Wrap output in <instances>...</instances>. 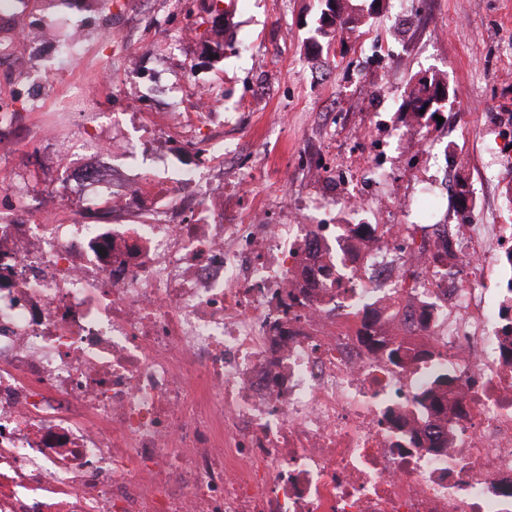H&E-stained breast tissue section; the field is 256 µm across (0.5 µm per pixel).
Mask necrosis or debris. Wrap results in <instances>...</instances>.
I'll list each match as a JSON object with an SVG mask.
<instances>
[{"label":"necrosis or debris","mask_w":512,"mask_h":512,"mask_svg":"<svg viewBox=\"0 0 512 512\" xmlns=\"http://www.w3.org/2000/svg\"><path fill=\"white\" fill-rule=\"evenodd\" d=\"M386 158L341 163V206ZM112 160L65 144L62 190L0 210V512H512V224L449 225L447 269L408 246V203L244 220L188 165L127 224L146 195ZM77 190L105 216L63 220ZM429 347L453 379L436 453L411 404Z\"/></svg>","instance_id":"necrosis-or-debris-1"}]
</instances>
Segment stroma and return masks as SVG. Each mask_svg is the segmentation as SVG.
Returning <instances> with one entry per match:
<instances>
[{"mask_svg":"<svg viewBox=\"0 0 512 512\" xmlns=\"http://www.w3.org/2000/svg\"><path fill=\"white\" fill-rule=\"evenodd\" d=\"M24 2L0 23L1 41L14 27L32 25L87 37L71 58L53 59L52 46L39 45L0 60V100H9L30 125L57 111L75 83L93 82L105 67L112 72L111 91L68 107L58 121L62 137L142 139L141 127L128 117L134 108L155 113V131L162 134V113L175 105L194 111L197 90L207 89L224 115V141L234 149L211 173L231 179L254 170V189L237 205H264L270 223L278 224L274 203L282 192L329 207L331 185L314 184L310 165L330 169L350 154L371 156L400 128L408 85L422 72L438 71L458 90L449 110L464 130L452 134L447 124L431 122L432 155L392 152L382 178L365 186L367 209L337 211L336 221L386 223L388 215L375 207L378 198L402 201L428 183L438 194V222L457 223L445 180L449 166L458 165L476 188L479 223H512L504 174L488 166L477 136L479 127L494 129L500 113H512V0H405L402 25L393 0H382L378 15L337 38L327 56L308 43L315 0H128L118 14L102 0H64L54 8L46 0ZM110 28L122 53L106 38ZM144 42L152 45L151 58L138 73L128 72L123 55ZM217 42L224 45L220 57L212 53ZM277 113L287 114V125L273 126ZM53 152L40 140L0 138V198L14 184L36 195L61 188L65 176Z\"/></svg>","mask_w":512,"mask_h":512,"instance_id":"1","label":"stroma"}]
</instances>
